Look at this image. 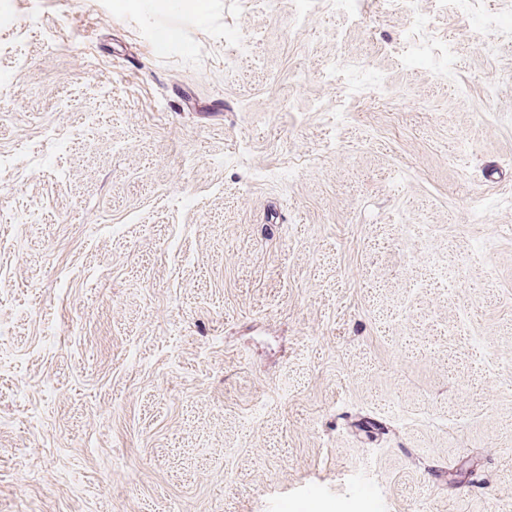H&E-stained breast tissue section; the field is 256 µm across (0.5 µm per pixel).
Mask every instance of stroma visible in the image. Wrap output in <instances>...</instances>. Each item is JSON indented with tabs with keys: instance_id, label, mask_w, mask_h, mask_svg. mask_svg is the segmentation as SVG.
<instances>
[{
	"instance_id": "35a3bbf8",
	"label": "stroma",
	"mask_w": 512,
	"mask_h": 512,
	"mask_svg": "<svg viewBox=\"0 0 512 512\" xmlns=\"http://www.w3.org/2000/svg\"><path fill=\"white\" fill-rule=\"evenodd\" d=\"M292 11L0 0V512H512V0Z\"/></svg>"
}]
</instances>
